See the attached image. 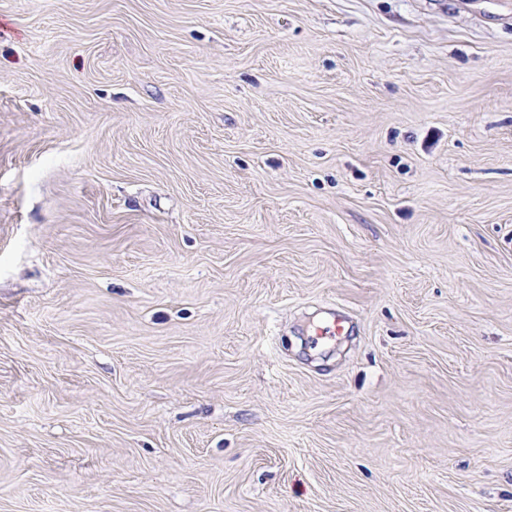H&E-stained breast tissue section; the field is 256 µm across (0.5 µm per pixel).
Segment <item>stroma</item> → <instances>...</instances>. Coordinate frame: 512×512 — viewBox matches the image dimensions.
Segmentation results:
<instances>
[{
  "instance_id": "obj_1",
  "label": "stroma",
  "mask_w": 512,
  "mask_h": 512,
  "mask_svg": "<svg viewBox=\"0 0 512 512\" xmlns=\"http://www.w3.org/2000/svg\"><path fill=\"white\" fill-rule=\"evenodd\" d=\"M0 512H512V0H0Z\"/></svg>"
}]
</instances>
